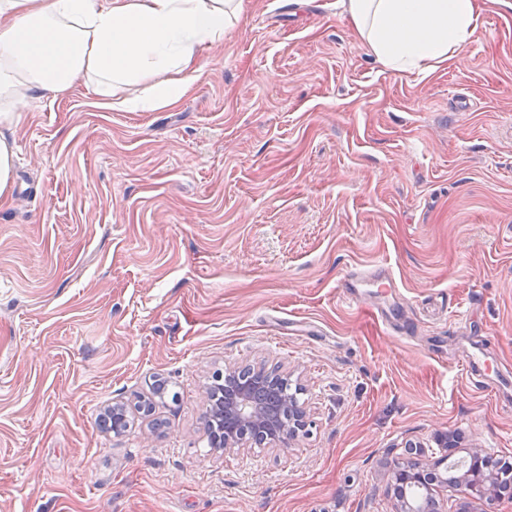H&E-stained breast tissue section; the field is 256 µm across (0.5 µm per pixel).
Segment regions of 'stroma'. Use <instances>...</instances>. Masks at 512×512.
<instances>
[{
	"instance_id": "stroma-1",
	"label": "stroma",
	"mask_w": 512,
	"mask_h": 512,
	"mask_svg": "<svg viewBox=\"0 0 512 512\" xmlns=\"http://www.w3.org/2000/svg\"><path fill=\"white\" fill-rule=\"evenodd\" d=\"M243 5L178 104L79 86L0 127V512H400L406 444L512 458V0L425 75L381 66L345 0ZM380 261L387 324L343 294ZM229 364L299 387L293 448L208 447ZM14 157L13 143L6 138H0V205L5 203L11 194Z\"/></svg>"
}]
</instances>
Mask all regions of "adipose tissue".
Instances as JSON below:
<instances>
[{"mask_svg": "<svg viewBox=\"0 0 512 512\" xmlns=\"http://www.w3.org/2000/svg\"><path fill=\"white\" fill-rule=\"evenodd\" d=\"M346 11L378 63L423 74L472 40L482 2L347 0ZM242 16L243 0H0V125L80 84L110 109L177 104L201 76L200 50ZM134 84L145 94L126 95Z\"/></svg>", "mask_w": 512, "mask_h": 512, "instance_id": "adipose-tissue-1", "label": "adipose tissue"}]
</instances>
